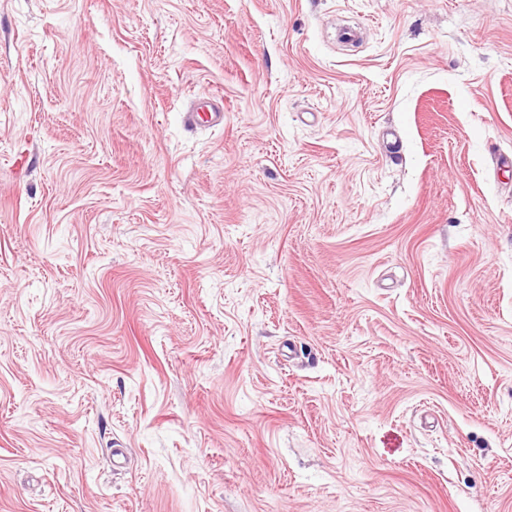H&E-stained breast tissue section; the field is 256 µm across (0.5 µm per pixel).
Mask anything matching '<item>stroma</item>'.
Here are the masks:
<instances>
[{"label": "stroma", "instance_id": "1", "mask_svg": "<svg viewBox=\"0 0 512 512\" xmlns=\"http://www.w3.org/2000/svg\"><path fill=\"white\" fill-rule=\"evenodd\" d=\"M0 512H512V0H0ZM185 121L188 126L196 127L200 124L216 126L224 121V100L215 97L205 104L198 105L191 112L185 113Z\"/></svg>", "mask_w": 512, "mask_h": 512}]
</instances>
